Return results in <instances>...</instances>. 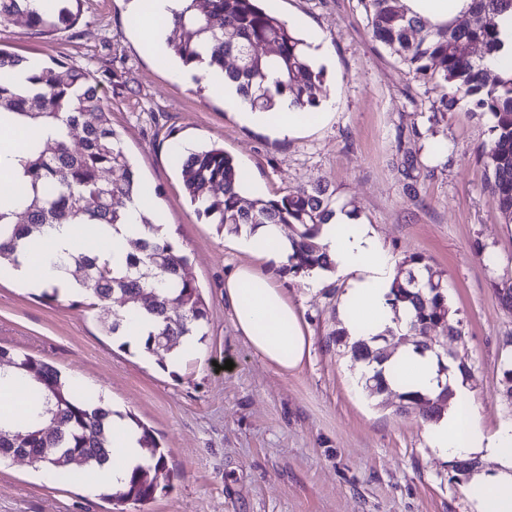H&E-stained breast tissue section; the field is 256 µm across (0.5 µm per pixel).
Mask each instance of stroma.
Here are the masks:
<instances>
[{
  "instance_id": "35a3bbf8",
  "label": "stroma",
  "mask_w": 512,
  "mask_h": 512,
  "mask_svg": "<svg viewBox=\"0 0 512 512\" xmlns=\"http://www.w3.org/2000/svg\"><path fill=\"white\" fill-rule=\"evenodd\" d=\"M129 3L83 0L79 23L49 39L12 19L0 24V48L92 72L139 179L190 260L208 306L205 336L174 366L165 351L146 356L107 335L86 296L47 302L4 277L0 346L51 363L153 430L167 486L126 512H474L467 482L453 480L430 447L419 406L401 411L397 394L369 395L362 366L330 342L344 278L329 273L311 288L304 274L274 270L311 331L300 370L278 373L237 334L224 278L250 257L236 236L198 217L172 146L223 143L266 198L322 182L396 261L420 254L443 270L461 332L454 346L489 428L512 420L499 384L512 310L494 288L512 276V224L472 153L490 115L434 112L440 87L372 39L361 0H270L296 31L320 30L331 47L321 95L330 116L282 136L240 122L223 99L145 52L127 22ZM111 509L96 490L53 482L27 460L0 468V512Z\"/></svg>"
}]
</instances>
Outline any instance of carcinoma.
<instances>
[{
	"mask_svg": "<svg viewBox=\"0 0 512 512\" xmlns=\"http://www.w3.org/2000/svg\"><path fill=\"white\" fill-rule=\"evenodd\" d=\"M83 0H52L50 14L33 11L27 0H0V22L23 16L28 26L42 35L75 25L82 15ZM373 40L386 47L415 75L436 81L443 94L440 112L464 108L492 117L489 138L475 148L477 161L487 176V189L505 223H512V72L496 75L487 65L499 52L500 20L512 16V0H466L461 15L443 22H430L399 4V0H363ZM178 38L170 44L186 66L209 63L224 70L225 80L254 109L270 111L282 102L297 109L318 105L323 70L308 62L299 38L262 0H188V6L171 19ZM475 43L482 56L473 58L463 46ZM273 44L274 56L258 51ZM236 64L225 66V58ZM22 58L0 49V120L6 114L63 121L67 134L50 141H31L19 164L26 177L22 210L27 222H14L15 212L0 209V273L17 261L16 250L26 240L33 249L43 245L35 233L46 224H74L83 229V239L61 268L99 304L114 296L123 298L136 312L155 320L141 352L171 350L183 340L199 335L208 322V308L200 287L190 272L188 258L164 235L151 217L141 218L143 236L128 240L120 257L99 258L94 227L124 223L125 203L150 189L135 176L131 159L120 135L112 127L110 112L88 69L62 61L46 65L32 81L39 91L24 96L6 82V76ZM81 128V149L70 146V131ZM183 187L198 216L216 226L219 233L239 234L246 226L289 224L294 227L289 256L296 273L314 268L331 269L329 259L315 242L320 226L335 212L334 193L318 182L299 185L275 198L247 200L238 191L240 173L224 147L212 144L183 158L176 156ZM108 173L111 178L102 179ZM394 309L411 310L409 329L416 336L457 333L455 311L448 303L444 272L412 256L402 262L391 288ZM130 311H112L103 320L113 336L124 335ZM337 346L348 349L356 363L377 368L363 373L369 394L389 389L377 358V337L350 341L344 330L331 333ZM0 374L24 388L27 405L18 413L0 415V465L26 449L29 464L59 483L79 479L70 468L78 457L88 468L109 460L112 430L109 418L116 414L102 397L74 380L62 376L53 365L32 356H20L0 346ZM402 405L416 404L424 418L438 420L444 408L440 396L413 392L399 394ZM124 417L140 432V442L152 464L137 466L125 490L103 492L113 512L124 506L145 505L155 498V480L166 469L165 454L153 431L134 414Z\"/></svg>",
	"mask_w": 512,
	"mask_h": 512,
	"instance_id": "1",
	"label": "carcinoma"
}]
</instances>
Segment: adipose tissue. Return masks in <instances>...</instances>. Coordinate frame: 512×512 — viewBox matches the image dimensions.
<instances>
[{"instance_id": "1", "label": "adipose tissue", "mask_w": 512, "mask_h": 512, "mask_svg": "<svg viewBox=\"0 0 512 512\" xmlns=\"http://www.w3.org/2000/svg\"><path fill=\"white\" fill-rule=\"evenodd\" d=\"M183 0H135L131 21L142 32L147 49H164V34L174 11L182 9ZM210 92L226 96L231 107L246 122L272 126L289 135L308 126L314 113L299 112L282 105L273 112H259L225 82L219 69H210L207 77ZM11 129L0 128V201L16 208L15 187L23 182L19 157L27 139L57 138L63 126L15 117ZM45 247L34 253L22 250L12 270L15 279L38 286L58 284L72 289L71 281L57 267L59 257L78 240V229L71 224L45 227ZM319 240L333 263L334 272L350 279L345 294L341 323L355 340L367 339L391 329L403 334L408 318L392 310L388 295L396 274V262L380 246L367 225L353 215L337 212L321 226ZM241 250L250 262L238 265L224 281V297L231 304L233 323L252 350L270 367L281 373L299 370L310 355V334L301 313L291 302L285 288L276 282L266 265L287 261L292 243L281 225L262 224L243 228L238 236ZM391 377V389L430 394L450 387L451 405L428 430L431 447L447 457L470 458L477 455L495 460L494 473L473 477L472 495L476 512H512V421H502L486 430L478 416L469 387L456 367L439 373L434 353L418 354L405 348L394 354L385 365ZM139 433L125 419H112V453L123 464H106L97 472L99 487L123 486L131 470L146 464L147 457L138 442Z\"/></svg>"}]
</instances>
